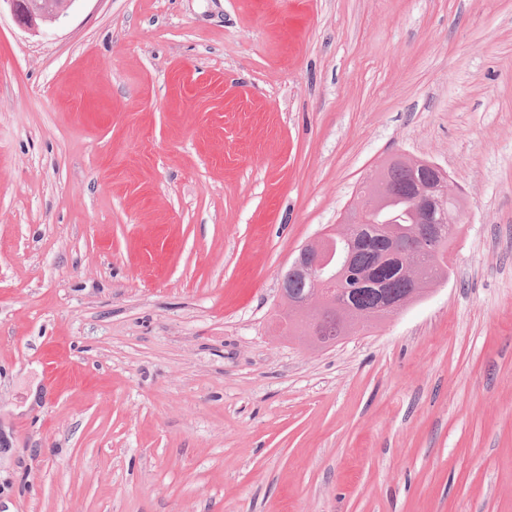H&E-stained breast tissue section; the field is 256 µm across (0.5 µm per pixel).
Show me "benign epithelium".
<instances>
[{
	"mask_svg": "<svg viewBox=\"0 0 512 512\" xmlns=\"http://www.w3.org/2000/svg\"><path fill=\"white\" fill-rule=\"evenodd\" d=\"M18 22L27 29L36 30L41 22H54L64 12L59 9L51 14L43 12L35 5L23 8L19 0H4ZM452 196L448 184L441 181L436 185L422 184L417 192V204L419 207L420 228L414 235L393 240L394 250L412 257L416 254H433L437 251L438 242L442 237L456 230V223L463 217V210H458L454 220H448L445 201ZM452 225H447V222ZM350 267V255L345 252L342 238L335 237V233H324L314 241L304 245L300 254L289 265V272L297 274L306 281L313 292L326 300L335 299L334 286L336 282L346 275ZM407 300H393L385 295L381 296L376 306L368 311H361L351 305L343 307V312L353 315L355 320L380 317L388 318L403 309Z\"/></svg>",
	"mask_w": 512,
	"mask_h": 512,
	"instance_id": "benign-epithelium-1",
	"label": "benign epithelium"
}]
</instances>
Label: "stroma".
Returning a JSON list of instances; mask_svg holds the SVG:
<instances>
[{"label":"stroma","instance_id":"1","mask_svg":"<svg viewBox=\"0 0 512 512\" xmlns=\"http://www.w3.org/2000/svg\"><path fill=\"white\" fill-rule=\"evenodd\" d=\"M396 155L447 276L283 335ZM0 512H512V0L0 5ZM3 2H6L10 5L11 10L18 20V22L27 29H33L36 30L39 27V21L40 22H55L58 20L66 9V7L69 5V3H66L65 6L57 11H54L53 13L49 14L47 12H43L40 9L37 8L35 5H29L27 9L23 11V5L19 3L18 0H2ZM1 1V2H2ZM0 2V5H1ZM305 310L306 309L298 303L290 305L287 304L283 319L285 322V330L289 333V335L298 334L303 336H311L308 329L307 319H302Z\"/></svg>","mask_w":512,"mask_h":512}]
</instances>
